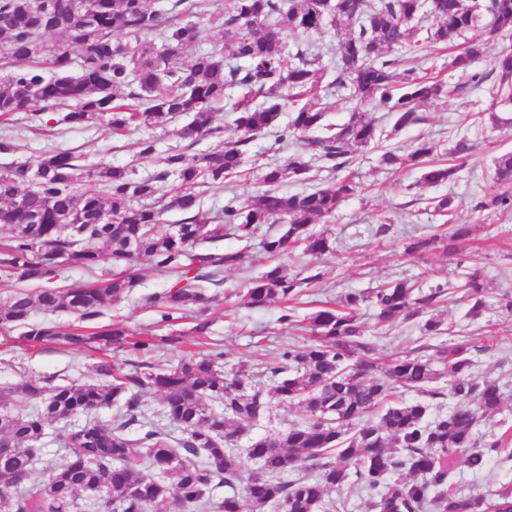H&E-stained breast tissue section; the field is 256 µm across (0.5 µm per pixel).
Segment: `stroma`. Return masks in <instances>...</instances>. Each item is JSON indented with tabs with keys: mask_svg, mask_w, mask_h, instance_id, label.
<instances>
[{
	"mask_svg": "<svg viewBox=\"0 0 512 512\" xmlns=\"http://www.w3.org/2000/svg\"><path fill=\"white\" fill-rule=\"evenodd\" d=\"M489 107L495 109L497 120L475 122V112ZM421 111L425 123L401 132L394 141L395 147L399 153L407 154L419 138H429L437 145V158L445 160L456 139L467 137L474 149L457 181L416 188L418 169L382 167L379 149H364L356 164L360 194L347 200L324 226L333 240L332 253L314 261L297 252L285 258L284 263L292 274L308 264L321 274L320 281L310 289L309 304L298 309L302 315L311 312L313 303L334 302L346 292L365 291L384 282L412 278L424 289L442 282L454 286L463 273L479 270L486 285V305L481 316L470 317V304L459 292L448 295L436 305L435 311L445 324L454 326L456 333L468 336L472 344L480 346V353L474 357V375L491 376L503 387L504 404L499 413L483 424V431L512 438V316L499 306L501 295L512 292V214L474 208L476 197L488 198L498 191L494 161L512 151V104L490 106L483 91L473 89L430 101ZM50 116L47 110L33 112L23 125L0 127V136L11 135L17 144L13 154H0V165L10 160L25 162L48 150H67L81 156L85 165L126 166L137 177L145 178L154 173L156 162L135 156L133 142L153 139L162 152L183 147L175 134L177 126L184 123L180 117L163 127L142 126L116 136L99 123L45 127L44 121ZM260 177L257 165L250 162L242 175L229 183L205 187L204 212L216 215L232 197L254 193ZM441 195L454 199L453 223L469 229L462 257L449 255L442 245L423 258L407 253L411 237L443 233V219L435 215L429 204L430 198ZM382 224L388 225V232L376 235V228ZM265 264L260 250H253L251 266L227 271L223 285L209 286L212 300L203 318L210 326L208 332L200 334L195 332L196 321L192 318L170 328L155 327V315L146 299L166 290L168 280L148 259H140L138 286L127 299L108 308L104 321L109 324L118 319L132 335L159 337L158 347L148 356L157 365H167L193 352L207 353L218 346L224 352L226 364L257 368L264 355L306 343L302 332L281 321L280 306L254 308L244 304L242 297L250 280L263 271ZM360 316L365 335L376 338L377 351L385 359L439 342L438 337L421 335L411 323L376 331L372 311L367 307L361 309ZM130 359V353L122 350L73 348L61 342L34 344L21 336L19 330L0 329V387L53 376L83 380L94 377V368L100 362L125 365ZM450 482L455 492L466 496L512 488V460L492 457L478 474L468 470L463 462H456Z\"/></svg>",
	"mask_w": 512,
	"mask_h": 512,
	"instance_id": "obj_1",
	"label": "stroma"
}]
</instances>
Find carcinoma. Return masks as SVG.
Listing matches in <instances>:
<instances>
[{
  "mask_svg": "<svg viewBox=\"0 0 512 512\" xmlns=\"http://www.w3.org/2000/svg\"><path fill=\"white\" fill-rule=\"evenodd\" d=\"M182 14L223 30L222 51L198 52L182 65L180 57L198 37L197 24L182 22ZM484 15L489 33L512 29V0H172L159 10L146 0H0V46L11 68L0 79V121L9 124L40 103L70 108L58 125L102 119L115 135L140 124L163 126L178 115L190 118L176 131L185 142L178 153L160 156L155 141L136 142L138 155L158 162L148 178L134 177L127 167L86 169L69 151L0 166V225L10 230L0 245V286L6 289L0 328H21L36 344L82 347L98 340L145 354L153 339L131 336L120 322L94 330L105 310L136 288L137 262L146 257L168 277V289L151 304L158 324H174L195 309L204 311L209 297L203 284L219 286L225 271L247 267L251 241L265 224L286 228L261 240L268 264L250 282L246 305L300 299L320 273L290 276L281 259L297 247L316 258L333 251L331 238L311 225L330 221L357 193V152L380 148L424 123L422 104L471 85L486 88L493 102H512V53L499 55L485 72L479 68L482 38L459 42ZM326 26L338 37L333 68L322 65L323 49L310 44L297 46L294 62L285 63L288 36ZM117 31L131 41L119 46L112 39ZM47 34L58 43L47 46ZM153 34L159 49L144 40ZM422 44L448 50L450 65L468 81L449 90L434 77L402 68L399 49ZM239 88L246 93L235 100L231 90ZM332 95L355 102L343 124L326 123L325 99ZM283 100L294 106L285 124ZM222 101L236 113L237 138L189 155L201 139L219 137L212 108ZM374 109L392 113L390 129L365 119ZM267 133L277 144H297V153L282 165L265 166L264 189L204 217L199 188L239 175L250 144ZM472 149L461 139L451 160L437 164L436 144L422 138L407 155L385 149L380 164L418 166L420 183L433 187L453 182ZM313 164L336 175L330 186L283 190L302 181ZM495 175L503 191L474 209L512 212V152L496 159ZM85 179L101 189H80ZM171 211L184 215L180 223L165 221ZM227 233L242 246L218 247ZM438 240L416 236L408 251L424 255ZM100 244L111 270L88 287H62L66 270L95 268ZM30 284L34 295L25 291ZM461 288L470 314L480 315L485 288L479 273L468 274ZM446 294L441 284L417 294L408 280L344 294L336 306L303 319L311 335L307 345L283 351L264 367L267 393L247 366L224 369L220 349L186 355L167 368L140 361L126 371L103 362L99 379L25 381L12 388L16 402H0V444L12 448L0 457V512H72L81 496L109 503L110 512H166L174 501L182 512H243L246 505L251 512H345L343 499L326 497L352 480L366 492L371 512H512V489L464 497L448 486L458 458L479 472L492 455L505 452L503 437L478 434L504 401L496 379L472 372L478 347L463 341L432 355L396 356L384 366L359 321L361 306L368 305L381 328L420 318V330L431 336L444 322L430 308ZM38 311L68 313L78 327L61 330L34 318ZM444 371L446 389L435 386ZM408 392L416 398L371 419L388 399ZM268 393L298 406L302 418L252 439L256 476L245 468L235 437L267 412ZM446 397L455 406L430 415L433 402ZM111 407L117 408L111 422L94 418ZM60 421L72 422L67 453L43 469L35 491L19 489L36 464L32 444ZM290 474L295 478L286 479ZM239 483L243 499L233 493ZM220 486L232 493L215 502Z\"/></svg>",
  "mask_w": 512,
  "mask_h": 512,
  "instance_id": "cac0c4a2",
  "label": "carcinoma"
}]
</instances>
